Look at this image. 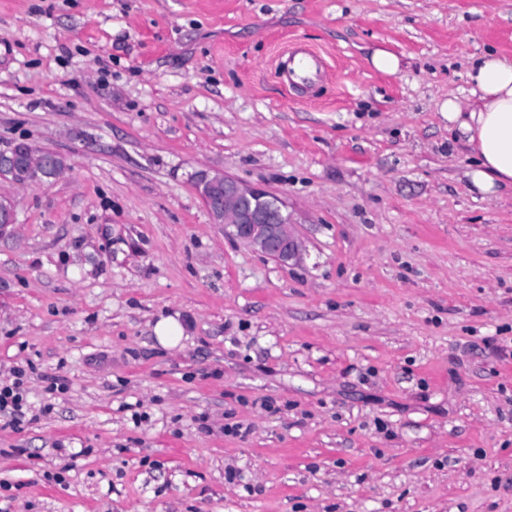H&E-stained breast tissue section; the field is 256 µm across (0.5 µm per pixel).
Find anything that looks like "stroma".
Listing matches in <instances>:
<instances>
[{
    "label": "stroma",
    "instance_id": "stroma-1",
    "mask_svg": "<svg viewBox=\"0 0 512 512\" xmlns=\"http://www.w3.org/2000/svg\"><path fill=\"white\" fill-rule=\"evenodd\" d=\"M286 42L325 77L289 90ZM489 51L512 0H0V150L68 162L0 179V382L42 409L0 421V512H512V191L440 111ZM200 170L281 198L302 262ZM39 147L30 144V148L23 150V155L26 157L27 167L30 171L41 173L47 169L52 171V178L54 180L62 176L65 168L59 167L53 159H48L44 153L37 149ZM194 184L215 224H224V233L281 264L300 262L302 244L280 198L219 172L198 171ZM219 184L223 191L215 189ZM154 332L162 346H170L184 336L183 325L172 316L161 317L154 326Z\"/></svg>",
    "mask_w": 512,
    "mask_h": 512
}]
</instances>
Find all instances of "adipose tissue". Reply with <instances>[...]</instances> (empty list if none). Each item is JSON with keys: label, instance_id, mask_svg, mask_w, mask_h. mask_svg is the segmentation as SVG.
I'll return each instance as SVG.
<instances>
[{"label": "adipose tissue", "instance_id": "adipose-tissue-1", "mask_svg": "<svg viewBox=\"0 0 512 512\" xmlns=\"http://www.w3.org/2000/svg\"><path fill=\"white\" fill-rule=\"evenodd\" d=\"M471 102L442 104L449 123L466 136L475 158L467 173L472 191L491 197L512 187V59L487 53L467 72Z\"/></svg>", "mask_w": 512, "mask_h": 512}]
</instances>
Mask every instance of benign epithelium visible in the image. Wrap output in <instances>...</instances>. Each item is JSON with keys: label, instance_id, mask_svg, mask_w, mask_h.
Masks as SVG:
<instances>
[{"label": "benign epithelium", "instance_id": "7a95c632", "mask_svg": "<svg viewBox=\"0 0 512 512\" xmlns=\"http://www.w3.org/2000/svg\"><path fill=\"white\" fill-rule=\"evenodd\" d=\"M23 155L32 172L49 169L55 180L64 173V168L35 145ZM194 184L215 223L224 225V233L284 265L300 262L302 244L280 198L219 172L201 170L195 174Z\"/></svg>", "mask_w": 512, "mask_h": 512}]
</instances>
